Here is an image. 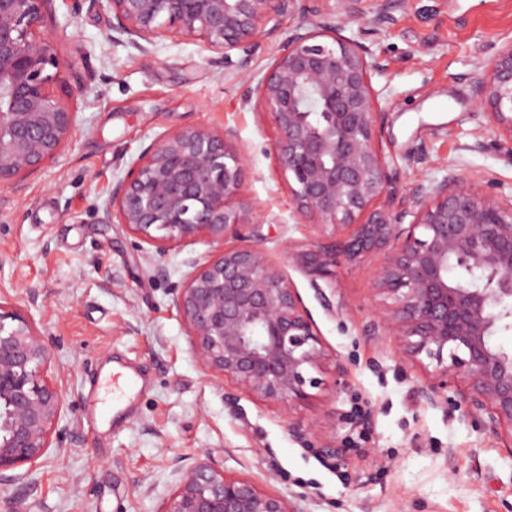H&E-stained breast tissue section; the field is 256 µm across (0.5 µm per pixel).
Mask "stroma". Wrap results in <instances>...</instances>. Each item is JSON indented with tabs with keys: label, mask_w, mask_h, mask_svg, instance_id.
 <instances>
[{
	"label": "stroma",
	"mask_w": 512,
	"mask_h": 512,
	"mask_svg": "<svg viewBox=\"0 0 512 512\" xmlns=\"http://www.w3.org/2000/svg\"><path fill=\"white\" fill-rule=\"evenodd\" d=\"M382 8L389 19L378 25ZM55 15L54 91L77 127L58 162L0 196V300L41 331L68 432L62 449L0 487V512H158L177 470L204 452L292 512H512V453L500 435L468 413L456 382L426 399L427 373L378 328L371 277L382 253L338 256L317 281L288 261L318 230L292 216L293 178L275 164L272 123L245 102L243 75L262 77L301 16L279 19L244 69L190 38L138 50L113 32L104 0H56ZM329 20L381 60L371 82L387 112L382 149L402 184L482 175L512 196V142L471 98L483 64L512 38V0H408L403 10L365 0L357 20ZM182 128L231 129L248 148L245 195L263 219L243 231L282 266L325 351L322 384L304 400L261 399L198 362L173 300L207 243L159 256L105 219L113 185L142 150ZM113 361L141 375L123 422L100 376Z\"/></svg>",
	"instance_id": "35a3bbf8"
}]
</instances>
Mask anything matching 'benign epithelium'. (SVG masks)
Wrapping results in <instances>:
<instances>
[{"label":"benign epithelium","instance_id":"obj_1","mask_svg":"<svg viewBox=\"0 0 512 512\" xmlns=\"http://www.w3.org/2000/svg\"><path fill=\"white\" fill-rule=\"evenodd\" d=\"M55 0H0V194L62 156L77 113L53 91L60 61L46 20ZM112 30L144 44L189 37L249 63L276 17L301 13L282 52L247 101L270 117L278 168L292 175L294 218L351 225L339 243L288 252L312 280L332 275L336 253L362 258L391 250L373 272L390 300L381 328L422 364L433 401L448 382L512 441V352L493 343L512 327V196L463 183L399 187L381 136L386 112L371 74L382 68L364 43L327 22L328 0H107ZM472 95L500 136L512 141V39L496 50ZM231 129L171 130L146 147L112 187L106 219L165 255L199 241L211 255L190 261L174 306L204 369L278 403L306 396L324 359L302 299L266 251L242 228L260 216L245 197V147ZM409 224H404L406 217ZM233 239L237 244L225 246ZM17 322L6 326L5 320ZM63 396L41 332L0 303V483L35 464L54 444ZM159 512H291L285 500L209 459L179 470Z\"/></svg>","mask_w":512,"mask_h":512}]
</instances>
